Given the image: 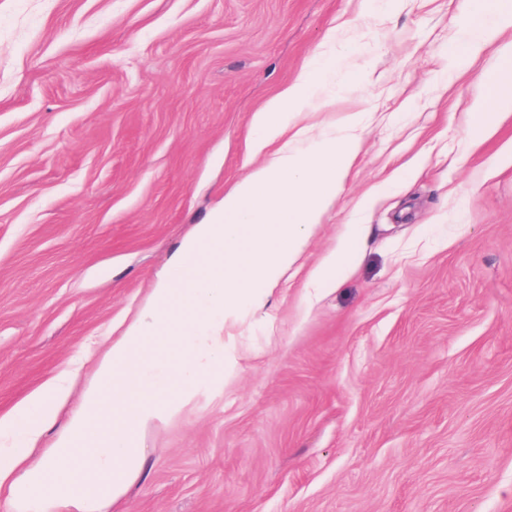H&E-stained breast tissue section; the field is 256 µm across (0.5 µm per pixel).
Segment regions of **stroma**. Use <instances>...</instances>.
I'll use <instances>...</instances> for the list:
<instances>
[{
	"label": "stroma",
	"instance_id": "stroma-1",
	"mask_svg": "<svg viewBox=\"0 0 512 512\" xmlns=\"http://www.w3.org/2000/svg\"><path fill=\"white\" fill-rule=\"evenodd\" d=\"M461 0H0V418L119 336L255 161L256 110L335 49L312 133L362 150L237 338L224 394L146 428L112 512H512V112L478 144L488 46ZM367 211H359L364 196ZM350 274L308 275L344 225Z\"/></svg>",
	"mask_w": 512,
	"mask_h": 512
}]
</instances>
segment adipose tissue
Here are the masks:
<instances>
[{
	"label": "adipose tissue",
	"mask_w": 512,
	"mask_h": 512,
	"mask_svg": "<svg viewBox=\"0 0 512 512\" xmlns=\"http://www.w3.org/2000/svg\"><path fill=\"white\" fill-rule=\"evenodd\" d=\"M462 11L456 48L448 55L453 68L512 31V0H463ZM336 65V56L317 54L255 113L251 150L261 164L183 242L172 275L106 346L80 393L65 379H51L15 416L0 420V504L6 512H108L145 469L140 433L181 415L202 390L223 391L225 372L238 363L226 335L246 311L266 306L362 149L361 113H349L340 130L313 140L294 125L297 113L327 89ZM484 83L471 107L475 137L512 112V42ZM363 235V225H346L335 248L312 269L311 282L339 284ZM191 256L199 277L177 278ZM70 399L74 407L60 418ZM51 428L52 444L36 447Z\"/></svg>",
	"instance_id": "ef3b65f1"
}]
</instances>
